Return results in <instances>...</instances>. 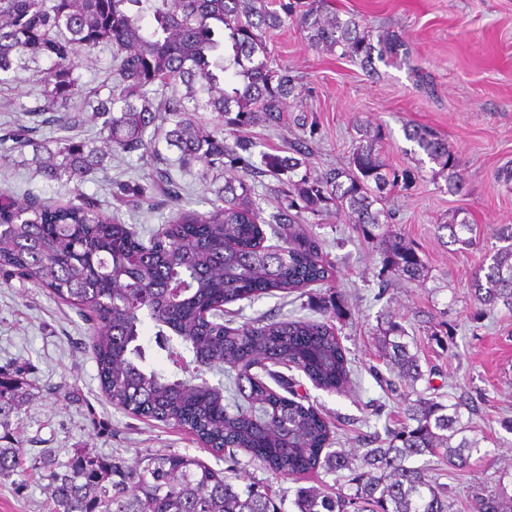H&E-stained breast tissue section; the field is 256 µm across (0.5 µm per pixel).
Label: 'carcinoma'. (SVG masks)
Masks as SVG:
<instances>
[{
  "instance_id": "1",
  "label": "carcinoma",
  "mask_w": 512,
  "mask_h": 512,
  "mask_svg": "<svg viewBox=\"0 0 512 512\" xmlns=\"http://www.w3.org/2000/svg\"><path fill=\"white\" fill-rule=\"evenodd\" d=\"M153 26L141 25L145 14ZM292 23L317 50L376 70L375 62L408 56L406 41L390 30L374 31L327 0H0V82L19 79L28 54L52 62L32 112H67L80 95L74 72L102 44L112 49L117 89L107 97L94 90L84 104L103 118L100 134L109 151L152 149L149 129L173 121L168 146L182 159L202 160L239 175L214 191L210 210L179 209L149 244L104 214L79 189V204L34 201L0 205V271L17 274L57 298L78 306L95 320L93 349L101 389L112 403L136 417L183 428L218 456L242 448L262 451L260 464L289 477L325 467L351 471L349 491L301 487L299 512H448V490L430 475L431 459L464 470L471 467L477 442L464 432L459 407L450 408L422 393L407 401L400 428L362 455L351 467L339 452H324L330 429L311 406L274 392L290 385L278 371L298 370L326 390H337L348 376V361L329 322L286 319L245 322L237 327L198 319L196 310L228 304L273 290L290 292L309 283L327 285L310 304L334 318L345 314L331 285L329 267L317 242L295 225L330 213L345 215L383 255V272L419 280L427 268L404 236L375 230L393 220L388 191L410 187L416 170L393 168L382 158L380 127L358 124L359 138L342 168L321 172L309 163L306 141L288 154H261L246 133L255 126L277 127L285 113H297L307 126L297 78L271 58L274 32ZM201 112L224 119V131H211ZM405 137L439 167L448 192L463 190L459 161L447 141L429 128L408 125ZM52 162L41 166L49 181L71 180L90 170L105 154L82 141L58 139L45 148ZM286 176L284 197L268 214L252 199L249 177ZM280 245L262 246L263 226ZM448 243L473 244L466 219L439 224ZM505 243L488 266L472 275L480 308L501 304L512 311V224L492 229ZM182 377L170 380L146 370L137 344L142 317ZM406 330L390 317L379 342L397 377L414 388L421 377L419 356L404 341ZM225 374L210 383V372ZM28 395V384L0 372V428L9 437L11 414ZM132 488L112 481V459L76 451L65 462L53 452L34 460L46 472L54 512H279L268 489L253 482L238 487L224 473L183 454H149ZM23 471V450L0 448V476ZM470 512H512V494L502 486L472 492Z\"/></svg>"
}]
</instances>
